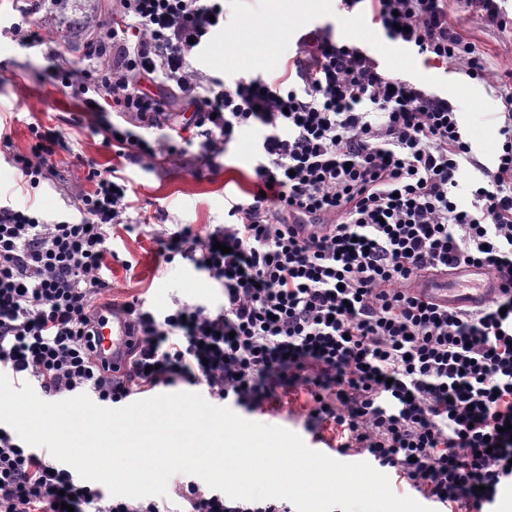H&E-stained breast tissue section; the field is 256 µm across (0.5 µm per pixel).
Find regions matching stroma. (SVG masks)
Instances as JSON below:
<instances>
[{
    "label": "stroma",
    "mask_w": 512,
    "mask_h": 512,
    "mask_svg": "<svg viewBox=\"0 0 512 512\" xmlns=\"http://www.w3.org/2000/svg\"><path fill=\"white\" fill-rule=\"evenodd\" d=\"M506 29L485 20L475 0H447L448 21L483 58L485 76L472 78L463 64L425 60L415 50L389 39L372 21L369 0L345 8L340 0H224L226 23L213 48L194 62L200 72L232 80L245 74L273 76L288 57L300 52L296 28H318L336 43L368 50L380 72L421 85L428 93L448 99L459 110L462 130L471 145L474 163H462L457 175L459 201L473 205L470 188L481 177L480 165L496 160L502 137L498 117L505 95H512V0H497ZM110 0H44L32 19L41 38L62 41L63 63L74 74L86 66L85 44L91 29L108 18ZM286 17L287 26L275 35L264 26L265 12ZM51 63L39 51L0 38V123L6 127L13 150L27 151L30 125L60 131L69 149L57 153V171L37 191L35 199L47 218L74 209L77 193L87 188L82 160L99 169L121 170L131 185L129 215L135 228L113 225L110 290L104 294L113 306L132 298L143 299L155 311L202 300L220 304L222 292L183 259L164 263L156 238L169 236L180 225L191 224L199 234L224 221V197L242 195L252 180L253 137L245 133L230 144L215 166L191 157L163 160L150 168L119 158L103 134L90 130L92 116L85 114L69 89L53 82ZM305 393L290 394L276 410L237 408L238 416L297 434L309 448H332L333 431L314 437L307 428L302 405Z\"/></svg>",
    "instance_id": "stroma-1"
}]
</instances>
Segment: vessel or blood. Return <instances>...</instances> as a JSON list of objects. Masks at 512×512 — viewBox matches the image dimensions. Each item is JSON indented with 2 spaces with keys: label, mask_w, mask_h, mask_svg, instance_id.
I'll list each match as a JSON object with an SVG mask.
<instances>
[{
  "label": "vessel or blood",
  "mask_w": 512,
  "mask_h": 512,
  "mask_svg": "<svg viewBox=\"0 0 512 512\" xmlns=\"http://www.w3.org/2000/svg\"><path fill=\"white\" fill-rule=\"evenodd\" d=\"M414 291L422 300L445 307L479 308L499 291L498 281L484 269L460 266L448 273H427L417 278ZM137 338L125 315L103 306L98 311L95 330L97 355L111 363L114 373H122Z\"/></svg>",
  "instance_id": "vessel-or-blood-1"
}]
</instances>
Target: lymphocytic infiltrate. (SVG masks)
Segmentation results:
<instances>
[{"mask_svg":"<svg viewBox=\"0 0 512 512\" xmlns=\"http://www.w3.org/2000/svg\"><path fill=\"white\" fill-rule=\"evenodd\" d=\"M385 34L483 78L476 47L448 25L442 0H372ZM224 31V0H116L87 41L81 78L57 82L102 119L106 141L135 164L187 154L212 163L237 134L260 130L252 187L228 201L207 234L184 225L158 238L166 261L188 260L224 299L163 312L121 307L138 343L112 375L91 343L110 283V226L129 223V187L89 168L76 211L46 220L0 201V374L47 399L87 395L109 408L185 384L248 410L304 389L314 432L334 429L447 512H488L512 484V98L502 151L455 194L472 147L457 109L415 83L379 72L365 49L309 31L303 54L275 77L233 81L193 59ZM110 64H102V57ZM165 85L192 113L190 136L169 135ZM28 152L9 160L26 192L51 179L61 132L34 125ZM490 270L494 300L475 311L437 306L410 289L422 273ZM183 512H293L288 502L239 500L192 479L175 486ZM162 512L155 500H105L72 469L0 425V512ZM481 178V173L476 166H473L467 161H464L457 175L459 182L458 193L459 202L463 206L472 207L474 205V199L470 195V187L475 184Z\"/></svg>","mask_w":512,"mask_h":512,"instance_id":"lymphocytic-infiltrate-1","label":"lymphocytic infiltrate"}]
</instances>
